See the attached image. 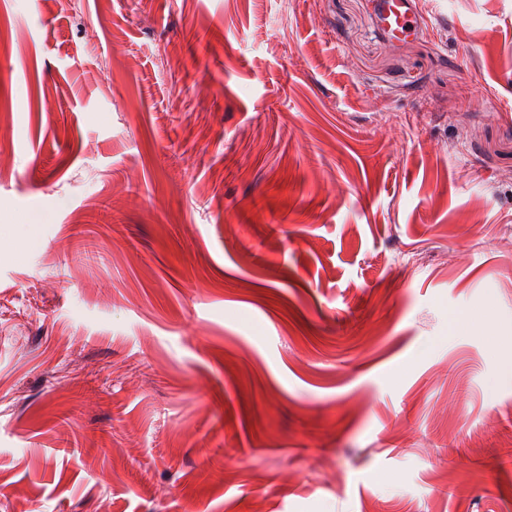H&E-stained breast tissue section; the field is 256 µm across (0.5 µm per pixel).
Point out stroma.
Here are the masks:
<instances>
[{"label":"stroma","mask_w":512,"mask_h":512,"mask_svg":"<svg viewBox=\"0 0 512 512\" xmlns=\"http://www.w3.org/2000/svg\"><path fill=\"white\" fill-rule=\"evenodd\" d=\"M0 0V512H512V0ZM374 13L382 31L394 40L413 35L420 17L417 0H374Z\"/></svg>","instance_id":"1"}]
</instances>
